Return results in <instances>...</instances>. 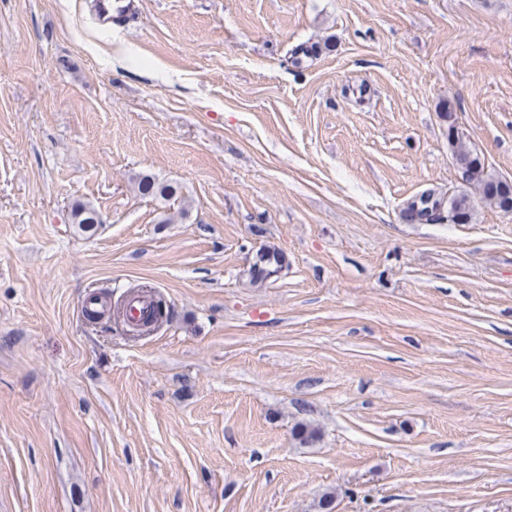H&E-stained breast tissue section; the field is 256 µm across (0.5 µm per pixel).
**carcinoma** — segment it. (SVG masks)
<instances>
[{"mask_svg":"<svg viewBox=\"0 0 512 512\" xmlns=\"http://www.w3.org/2000/svg\"><path fill=\"white\" fill-rule=\"evenodd\" d=\"M443 118L448 122V147L452 159L468 189L448 194L436 190L424 191L406 203L403 208L405 219L410 222L442 224L453 221V213L470 214L473 211L470 195L472 189L489 204L504 212L512 211V183L488 173L478 153L457 130L456 118L451 110H446ZM136 187L138 193L145 197L158 195L162 198H171L177 193L175 187L158 182L151 174L140 175ZM72 218L73 223L87 231L101 223L100 212L88 204H82L75 209ZM259 262L260 265L255 267V272L262 278H267L278 271L279 261L273 255L263 254Z\"/></svg>","mask_w":512,"mask_h":512,"instance_id":"cac0c4a2","label":"carcinoma"}]
</instances>
